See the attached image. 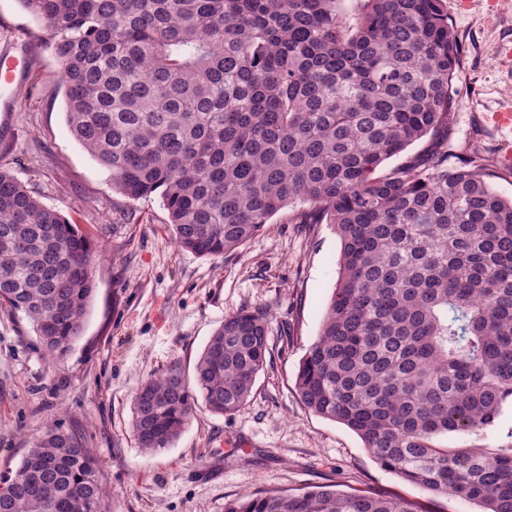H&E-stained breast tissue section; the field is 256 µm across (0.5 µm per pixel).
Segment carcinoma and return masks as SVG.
Listing matches in <instances>:
<instances>
[{
  "label": "carcinoma",
  "mask_w": 512,
  "mask_h": 512,
  "mask_svg": "<svg viewBox=\"0 0 512 512\" xmlns=\"http://www.w3.org/2000/svg\"><path fill=\"white\" fill-rule=\"evenodd\" d=\"M49 33L80 144L130 200L161 196L178 247L221 257L271 218L333 226L339 277L295 391L404 482L512 512L511 442L433 438L494 424L512 399V199L487 159L448 166L460 64L447 0H19ZM426 160L376 177L424 137ZM89 238L0 167V305L52 363L81 336ZM262 308L224 317L193 376L178 362L132 395L140 448L170 447L203 400L250 401L271 350ZM0 512H108L82 434L54 421L0 475ZM224 512H416L406 499L314 486Z\"/></svg>",
  "instance_id": "cac0c4a2"
}]
</instances>
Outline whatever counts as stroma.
<instances>
[{
	"label": "stroma",
	"mask_w": 512,
	"mask_h": 512,
	"mask_svg": "<svg viewBox=\"0 0 512 512\" xmlns=\"http://www.w3.org/2000/svg\"><path fill=\"white\" fill-rule=\"evenodd\" d=\"M461 44L452 81L448 162L467 149L489 153V183L512 197V69L497 58L512 42V0H448ZM25 35L29 73L0 112V167L91 237L95 290L81 337L52 364L29 323L0 306V473L16 469L30 442L55 419L81 430L97 460L110 512H224L256 490L292 492L336 484L349 493L412 501L419 512H481L479 504L432 495L385 470L346 426L308 411L294 387L316 340L339 275L340 241L327 224L289 223V211L239 254L205 257L176 246L159 195L132 201L81 146L66 119L59 65L20 0H0V46ZM263 308L273 318L272 351L249 404L232 416L197 403L165 450L139 448L131 399L139 384L194 361L225 316ZM512 430V402L493 426L439 435L437 444L493 451Z\"/></svg>",
	"instance_id": "1"
}]
</instances>
